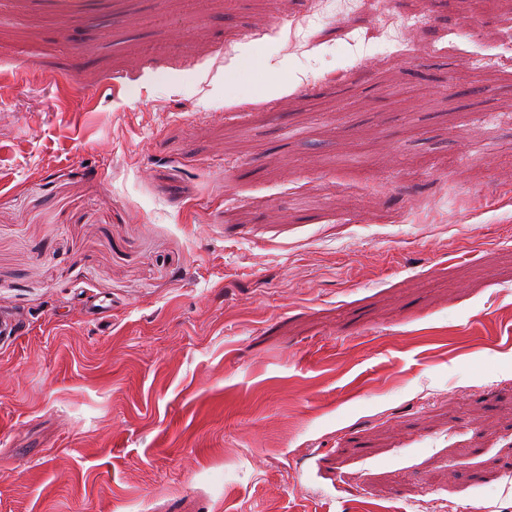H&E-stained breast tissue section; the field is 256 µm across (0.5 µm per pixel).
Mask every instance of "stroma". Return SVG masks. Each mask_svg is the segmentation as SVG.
Listing matches in <instances>:
<instances>
[{
  "label": "stroma",
  "mask_w": 512,
  "mask_h": 512,
  "mask_svg": "<svg viewBox=\"0 0 512 512\" xmlns=\"http://www.w3.org/2000/svg\"><path fill=\"white\" fill-rule=\"evenodd\" d=\"M462 8L0 0V512H512V27Z\"/></svg>",
  "instance_id": "obj_1"
}]
</instances>
